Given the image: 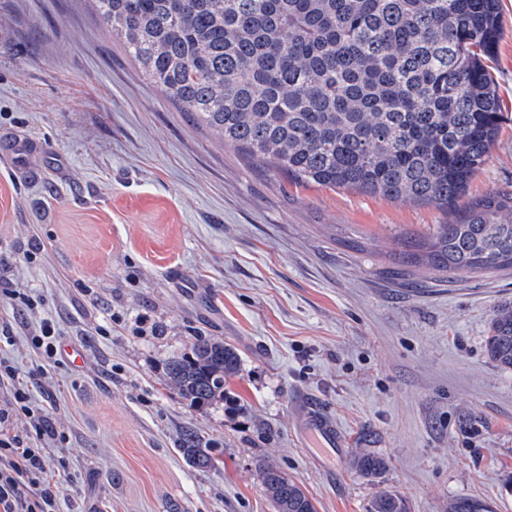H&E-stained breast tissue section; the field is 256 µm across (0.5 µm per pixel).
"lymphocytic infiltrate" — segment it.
I'll use <instances>...</instances> for the list:
<instances>
[{
    "instance_id": "f902f5d3",
    "label": "lymphocytic infiltrate",
    "mask_w": 512,
    "mask_h": 512,
    "mask_svg": "<svg viewBox=\"0 0 512 512\" xmlns=\"http://www.w3.org/2000/svg\"><path fill=\"white\" fill-rule=\"evenodd\" d=\"M30 385L10 357H0V512H55L57 465L45 447L65 437L33 401Z\"/></svg>"
}]
</instances>
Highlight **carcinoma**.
I'll use <instances>...</instances> for the list:
<instances>
[{
	"instance_id": "carcinoma-1",
	"label": "carcinoma",
	"mask_w": 512,
	"mask_h": 512,
	"mask_svg": "<svg viewBox=\"0 0 512 512\" xmlns=\"http://www.w3.org/2000/svg\"><path fill=\"white\" fill-rule=\"evenodd\" d=\"M106 29L192 120L254 163L297 183L458 211L486 163L502 112L486 60L500 36V0H93ZM436 271L512 270V191L490 193L439 224ZM485 348L512 371V302L492 315ZM241 372L231 344L211 336L166 366L167 385L196 409L224 399ZM179 449L208 466L186 430ZM355 462L372 477L387 463ZM261 487L275 512H317L273 465ZM370 512H408L380 491ZM447 512H493L471 498Z\"/></svg>"
}]
</instances>
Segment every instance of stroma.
I'll return each mask as SVG.
<instances>
[{
    "instance_id": "stroma-1",
    "label": "stroma",
    "mask_w": 512,
    "mask_h": 512,
    "mask_svg": "<svg viewBox=\"0 0 512 512\" xmlns=\"http://www.w3.org/2000/svg\"><path fill=\"white\" fill-rule=\"evenodd\" d=\"M501 12L488 70L506 120L470 201L512 188V0ZM18 143L27 162L0 163V291L38 306L0 301V355L36 370L45 319L84 351L33 389L66 436L47 450L59 512H274L267 464L317 512H368L383 489L410 512L458 497L512 512V372L484 346L512 270L399 262L452 215L249 162L145 78L93 0H0V151ZM200 336L242 365L203 411L165 381ZM310 415L338 429L335 458ZM188 429L213 467L180 453ZM361 448L386 459L380 477Z\"/></svg>"
}]
</instances>
